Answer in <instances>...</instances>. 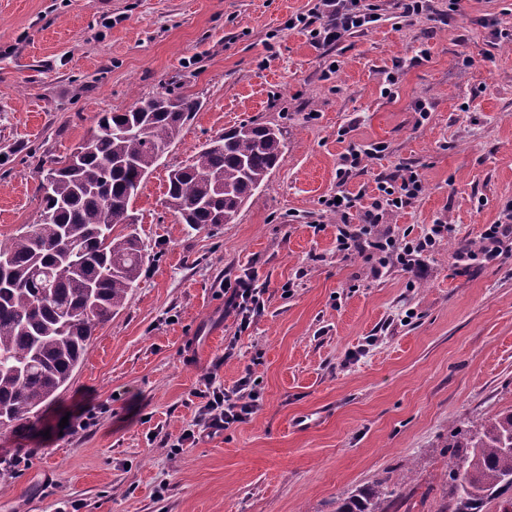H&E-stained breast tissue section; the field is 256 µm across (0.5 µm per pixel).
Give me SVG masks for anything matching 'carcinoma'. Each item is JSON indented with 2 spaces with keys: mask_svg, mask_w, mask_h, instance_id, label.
<instances>
[{
  "mask_svg": "<svg viewBox=\"0 0 512 512\" xmlns=\"http://www.w3.org/2000/svg\"><path fill=\"white\" fill-rule=\"evenodd\" d=\"M200 102L161 93L98 121L90 152L53 173L40 221L0 243V429L24 426L65 388L96 326L125 305L141 276L136 230L117 233L138 186L199 111ZM132 124L134 135L110 129ZM282 133L241 123L168 174L166 204L195 230L231 223L279 163ZM453 512H483L512 490V414L450 430ZM405 479L363 486L336 512H388Z\"/></svg>",
  "mask_w": 512,
  "mask_h": 512,
  "instance_id": "1",
  "label": "carcinoma"
}]
</instances>
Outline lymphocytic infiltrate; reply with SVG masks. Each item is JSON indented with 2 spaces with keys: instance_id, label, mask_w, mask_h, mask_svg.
Here are the masks:
<instances>
[{
  "instance_id": "f902f5d3",
  "label": "lymphocytic infiltrate",
  "mask_w": 512,
  "mask_h": 512,
  "mask_svg": "<svg viewBox=\"0 0 512 512\" xmlns=\"http://www.w3.org/2000/svg\"><path fill=\"white\" fill-rule=\"evenodd\" d=\"M377 19L376 7L370 0H317L312 17L296 16L291 26L308 29L314 44H338L353 32L367 27ZM384 144L378 143L364 149H349L340 158L336 170L339 188L335 198L327 199L330 211L336 212L341 222L337 227L336 249L349 255L355 252L364 254L371 260L372 272H379L390 263L400 264L404 270L414 275H422L427 266L426 259L448 237V227L433 224L421 236H403L402 239L373 236L384 209H403L419 197L422 182L416 170L405 167L398 173L381 181L379 195L369 208H362L360 195L346 192L344 186L354 170L359 169L364 160L384 152ZM361 211L363 224L353 229L348 224L352 211ZM478 249H463V259L478 262H492L512 256V203L504 206L495 223L486 225L480 235ZM228 302L235 311L240 330H247L253 319L265 308L263 292L254 287L249 279H237L229 290ZM251 375H244L236 384L224 389L204 392L205 402L193 428L184 430L180 447H191L209 429L225 430L251 418L260 407V393Z\"/></svg>"
}]
</instances>
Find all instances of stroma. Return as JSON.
<instances>
[{
    "label": "stroma",
    "mask_w": 512,
    "mask_h": 512,
    "mask_svg": "<svg viewBox=\"0 0 512 512\" xmlns=\"http://www.w3.org/2000/svg\"><path fill=\"white\" fill-rule=\"evenodd\" d=\"M373 2L367 29L316 45L288 26L316 0H0V240L39 221L41 171L103 113L159 93L201 101L133 204L137 287L59 396L0 430V512H335L403 475L390 512H443L451 428L512 411V258L459 259L512 202V41L484 25L512 29V0H462L461 27L448 0L411 20ZM247 122L283 133L266 185L232 223H181L169 170ZM378 142L347 191L370 205L406 166L423 185L380 231L451 227L417 280L336 251L323 201L341 156ZM245 274L265 311L242 332L224 285ZM248 371L257 413L171 454L198 391Z\"/></svg>",
    "instance_id": "35a3bbf8"
}]
</instances>
